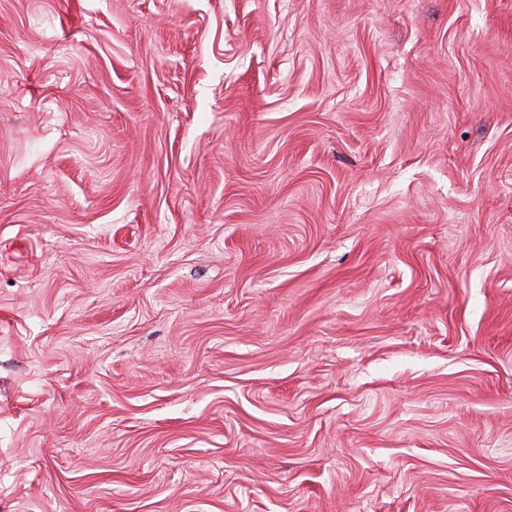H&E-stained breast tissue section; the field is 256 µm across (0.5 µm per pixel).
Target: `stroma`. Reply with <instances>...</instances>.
I'll return each mask as SVG.
<instances>
[{
	"instance_id": "stroma-1",
	"label": "stroma",
	"mask_w": 512,
	"mask_h": 512,
	"mask_svg": "<svg viewBox=\"0 0 512 512\" xmlns=\"http://www.w3.org/2000/svg\"><path fill=\"white\" fill-rule=\"evenodd\" d=\"M0 512H512V0H0Z\"/></svg>"
}]
</instances>
